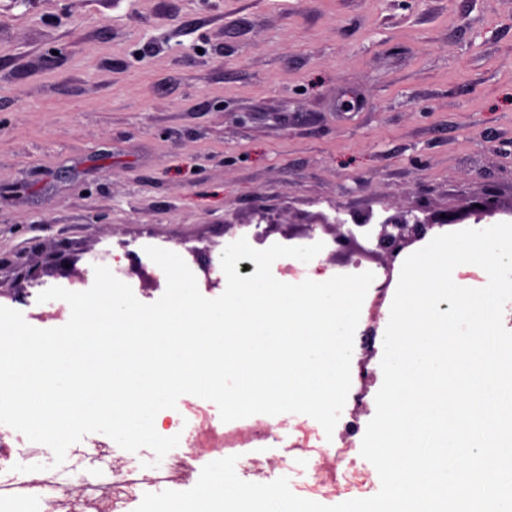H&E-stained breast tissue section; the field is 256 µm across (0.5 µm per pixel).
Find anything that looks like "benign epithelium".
Listing matches in <instances>:
<instances>
[{
  "instance_id": "1",
  "label": "benign epithelium",
  "mask_w": 512,
  "mask_h": 512,
  "mask_svg": "<svg viewBox=\"0 0 512 512\" xmlns=\"http://www.w3.org/2000/svg\"><path fill=\"white\" fill-rule=\"evenodd\" d=\"M512 216V207L504 210L500 208L497 201L491 196H485L475 200L467 206L456 210H445L429 212L419 207H405L391 215L373 217L367 213L361 217H352L355 224H379L381 229L378 233L380 253V265L387 273H392L394 263L400 253L415 241L424 237L426 230L434 225L482 224L491 220L502 219ZM334 223L335 241L342 247L347 248L354 243L351 235L345 234L343 225L346 220L339 216L330 220L323 218L322 223Z\"/></svg>"
}]
</instances>
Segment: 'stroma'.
<instances>
[{
  "label": "stroma",
  "mask_w": 512,
  "mask_h": 512,
  "mask_svg": "<svg viewBox=\"0 0 512 512\" xmlns=\"http://www.w3.org/2000/svg\"><path fill=\"white\" fill-rule=\"evenodd\" d=\"M487 195L512 206V0H0V306L33 327L71 314L40 293L116 256L157 301L149 246L188 255L213 299L206 273L241 230L326 244L318 214ZM383 339L353 347L369 378L340 415L350 500L381 486L359 446ZM302 455L237 475L324 503Z\"/></svg>",
  "instance_id": "stroma-1"
}]
</instances>
